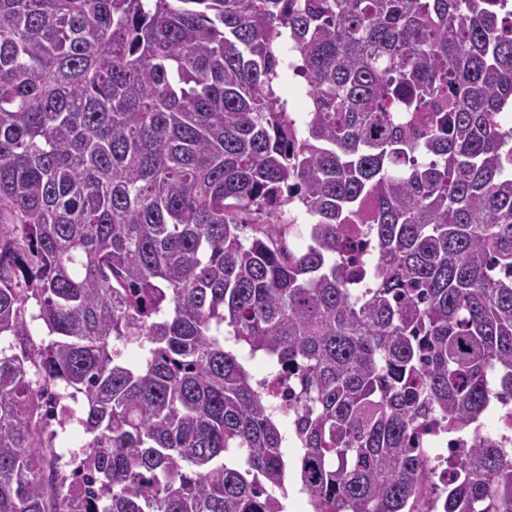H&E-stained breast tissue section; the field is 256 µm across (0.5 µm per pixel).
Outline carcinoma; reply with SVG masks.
Instances as JSON below:
<instances>
[{
  "mask_svg": "<svg viewBox=\"0 0 512 512\" xmlns=\"http://www.w3.org/2000/svg\"><path fill=\"white\" fill-rule=\"evenodd\" d=\"M508 108L512 0H0V512H286L239 349L313 512H512ZM274 90L281 101L286 103L288 111L293 112L298 126L301 128L305 119L304 112H307L308 105L305 81L300 77L293 76L292 72L286 69L274 84ZM265 362L259 358L254 359L249 362V370L251 374L256 378L260 375L264 370ZM257 382L261 384L264 388L273 389L278 393L277 404L281 406L282 409L288 410V407L285 406V401H283L282 394L287 391V387L281 381V378L278 373L273 372L272 370H266L264 373L260 375L257 379ZM512 414V400L505 397L502 401L501 412L498 414V426L495 430H490L495 425L497 419L496 407L490 408L483 416V422L488 427L483 429V434H507L510 435V416Z\"/></svg>",
  "mask_w": 512,
  "mask_h": 512,
  "instance_id": "1",
  "label": "carcinoma"
}]
</instances>
